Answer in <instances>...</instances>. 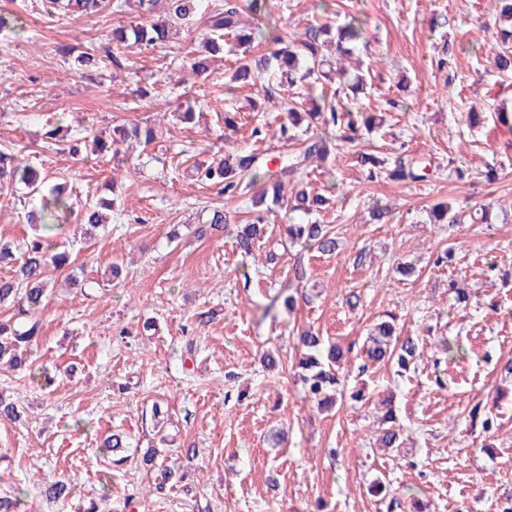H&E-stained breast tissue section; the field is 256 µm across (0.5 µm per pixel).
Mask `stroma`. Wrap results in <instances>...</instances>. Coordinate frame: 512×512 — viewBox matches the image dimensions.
I'll list each match as a JSON object with an SVG mask.
<instances>
[{
	"label": "stroma",
	"mask_w": 512,
	"mask_h": 512,
	"mask_svg": "<svg viewBox=\"0 0 512 512\" xmlns=\"http://www.w3.org/2000/svg\"><path fill=\"white\" fill-rule=\"evenodd\" d=\"M271 2L291 32L348 14L364 21L355 50L364 87L343 103L377 122L367 137L337 142L326 161L306 169L311 189L332 193L316 219L333 228L339 248L306 252L310 299L275 317L262 309L295 249L271 233L260 249L268 260L253 271L231 239L196 238L213 208L239 204L185 170L228 150L283 153L278 141L251 137L254 126L282 119L281 92L226 93L240 64L229 54L215 57L210 76L182 79L170 61L201 52L200 25L162 48L133 47L130 71L75 70L58 45L107 44L113 27L138 22V11L108 6L73 20L45 14L41 0H11L31 30L21 38L0 33V145L22 148L48 175H66L78 200L114 197L121 208L94 239L74 217L55 232L71 263L54 275L31 369H0V391L13 393L23 411L19 422L0 420L9 456L0 461V496L22 489L26 512H83L92 501L113 512L144 492L156 471L133 462L113 468L100 449L117 432L130 448L182 458L189 473L134 512H314L319 502L324 512H387L392 499L405 512H498L512 493V376L502 369L512 359V125L498 118L512 113V79L491 65L501 43L499 0H328L325 12L315 0ZM445 49L457 74L449 86L434 65ZM391 98L403 108L390 109ZM255 100L262 111H252ZM185 101L194 120H173ZM228 110L240 114L230 129ZM471 112L480 121L468 122ZM148 119L162 137L133 147L119 165L104 153L76 159L46 151L37 140L49 123L69 141L107 139L113 125ZM363 148L391 162H431L432 176L406 185L367 180L357 161ZM491 165L498 178L487 184L480 176ZM25 198L20 187L0 194V237L19 249L30 235ZM468 199L489 206L490 223H431L433 206ZM377 204L388 208L387 223L371 219ZM175 225L181 237L172 242ZM447 250L451 261L438 262ZM113 264L121 274L101 292ZM458 287L466 302H457ZM352 295L357 305L348 304ZM390 315L402 334L422 338L423 364L400 377L389 365L359 372L353 358L343 401L325 411L305 401L291 368L293 328L310 325L346 345ZM147 318L155 330L138 334ZM448 338L460 344L458 355L444 351ZM266 350L280 356V369L262 368ZM490 395L494 425L486 431L468 410ZM387 398L404 429L402 447L391 452L377 445ZM189 448L196 457L186 458ZM53 474L71 477L67 499L45 496L39 481ZM376 480L385 482L386 499L368 494Z\"/></svg>",
	"instance_id": "1"
}]
</instances>
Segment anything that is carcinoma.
I'll return each mask as SVG.
<instances>
[{
    "label": "carcinoma",
    "instance_id": "cac0c4a2",
    "mask_svg": "<svg viewBox=\"0 0 512 512\" xmlns=\"http://www.w3.org/2000/svg\"><path fill=\"white\" fill-rule=\"evenodd\" d=\"M165 18H152L159 0H137V8L145 21L130 28L119 26L112 29V48L83 51L74 58V63L96 71L110 62L119 67L122 61L116 50L131 44L166 46L172 31L189 23L198 15H205L206 32L202 38L204 53L187 61L183 69L196 76L211 71L209 55L229 49L247 53L260 46L267 53L254 63L241 64L232 75L231 82L257 83L277 81L280 89L295 86L301 92L284 103L287 120L273 130V136L285 146L297 144L295 151L284 153L275 159H267L254 150H239L227 153L211 162H196L192 165L195 181L219 188L228 200H246L251 205L253 218L248 224H239L231 219L230 212L215 209L208 223L196 228L199 238L227 235L233 239L235 249L246 258L256 259L258 242L266 235V214L278 208L287 215L289 223L282 226L283 236L292 245L314 249L324 255L336 252L338 241L328 225L308 220L317 214L327 198L303 186L301 171L311 160L323 161L334 149L333 141L338 131L355 132L359 127L370 131L376 127L375 119L366 112L354 113L336 102V95H329L323 81L330 79L327 51L347 52V44L359 41L364 34L363 21L356 15L349 16L342 24L315 23L304 32H286L270 21V0H222L210 11L202 9L201 0H166ZM101 0H46L44 9L48 13L64 12L71 15H88L96 12ZM27 22L23 16L0 10V32L15 35L25 33ZM494 68L502 76L512 73V47L503 46L495 55ZM156 136L151 126L136 124L130 128H113L112 140L93 137L92 152L109 151L112 158L122 161V145L130 139L146 146ZM358 162L366 168L367 178L374 181L389 179L394 182H419L427 178L425 167L400 160L392 167L374 154L361 151ZM22 184L31 197L32 207L27 212V223L33 234L26 243L18 270L9 278L0 277V304L10 302L17 313L0 322V365L10 369H23L28 361L31 347L42 335V320L38 309L47 298V277L69 266L70 254L65 248L52 243V231L67 221L73 213L71 195L59 184H51L41 177L40 168L30 163L19 150L0 148V191ZM117 207V199L110 202L83 205L78 218L84 226V234H91L107 223L106 211ZM431 214L437 224H455L462 214L448 205H436ZM308 280V271L297 259L288 270L273 295L269 296L265 313L277 309L293 311L298 301L307 298L303 287ZM299 358L296 361L297 376L302 383L304 399L320 408L336 404L342 378V362L346 355L341 346L324 339L312 327L297 334ZM365 361L375 365L379 362H396L403 371L411 364L424 361L423 340L419 337L401 336L396 328L381 322L366 336L361 347ZM0 417L13 422L20 420L21 411L13 397L0 393ZM384 428L380 441L385 448L400 445L402 428L392 408L382 415ZM106 451L115 455L112 467H120L127 457L123 439L117 434L107 437L102 444ZM140 465L158 469L162 481L155 484L154 491L164 493L174 479L185 478L180 464L169 456H160L157 448L147 449L140 458ZM44 493L53 499H65L71 493L70 479L55 476L44 480ZM23 491L16 489L11 494L0 496V512H21Z\"/></svg>",
    "mask_w": 512,
    "mask_h": 512
}]
</instances>
